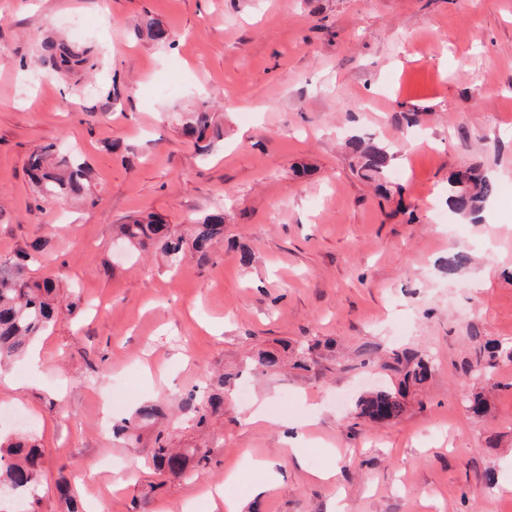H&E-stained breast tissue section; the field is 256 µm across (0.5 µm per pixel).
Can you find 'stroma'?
I'll list each match as a JSON object with an SVG mask.
<instances>
[{"mask_svg":"<svg viewBox=\"0 0 512 512\" xmlns=\"http://www.w3.org/2000/svg\"><path fill=\"white\" fill-rule=\"evenodd\" d=\"M148 14L172 42L138 35ZM49 38L98 47L92 77L57 76ZM204 101L222 135L202 149L178 115ZM353 136L398 147L400 194L353 172ZM48 143L85 160L81 198L38 201L27 160ZM473 161L498 186L478 223L447 204ZM217 211L207 262L175 271L118 245L135 216L186 233ZM35 242L25 274L58 280L61 314L0 370V433L34 424L39 512H66L61 470L85 512H224L216 486L242 512H512V0H0V259ZM460 248L470 261L449 273ZM258 349L280 354L277 374L256 372ZM405 354L430 372L403 415L359 417ZM217 369L233 376L223 424L168 425L175 443L209 442V472L104 467L152 435L131 448L99 421L171 405ZM251 459L278 475L252 498Z\"/></svg>","mask_w":512,"mask_h":512,"instance_id":"1","label":"stroma"}]
</instances>
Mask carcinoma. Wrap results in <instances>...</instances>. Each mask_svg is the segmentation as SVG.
<instances>
[{
    "mask_svg": "<svg viewBox=\"0 0 512 512\" xmlns=\"http://www.w3.org/2000/svg\"><path fill=\"white\" fill-rule=\"evenodd\" d=\"M138 33L147 39L166 43L172 37L160 22L145 16ZM43 56L54 72L68 77L84 72L91 61V49L71 46L63 41L47 40L42 45ZM185 136L201 142L220 136L211 111L204 106L192 112L182 124ZM355 166L361 175L377 183L385 196H390L387 176L395 153L387 146L370 140L355 138L350 142ZM31 180L44 200L78 197L83 194L89 178L85 162L73 154L58 155L54 145L34 150L28 160ZM466 178L458 173L448 177V209L462 216L476 218L497 192L496 183L478 164L465 168ZM121 234L130 247L140 250L156 249L176 267L186 255L199 260L208 259L213 245L224 238V214L215 213L192 225L185 236L170 225L152 216L136 217L121 225ZM42 245L36 243L23 254V261L10 264L0 262V368L21 359L29 345L44 335L57 316L54 296L57 285L52 278L30 281L24 278V262L38 260ZM251 364L262 373L273 371L280 363L273 351L259 350L250 357ZM427 367L420 360H406L400 388L377 390L358 401L359 414L372 420L385 421L401 417L404 412L402 388L422 382ZM176 413L203 428L224 415V374L207 373L201 386L184 394L176 406ZM165 417V409L158 402L141 403L129 417L112 425L113 436L126 445L140 442L143 432L151 429ZM146 461L159 475L193 481L210 468L212 457L208 448H175L164 431L153 436L152 448ZM44 479L43 454L37 438L30 432L14 438L0 439V492L5 491L13 501L32 512L37 502L36 492ZM67 512H80L76 500L69 494L64 467H59L56 479Z\"/></svg>",
    "mask_w": 512,
    "mask_h": 512,
    "instance_id": "carcinoma-1",
    "label": "carcinoma"
}]
</instances>
